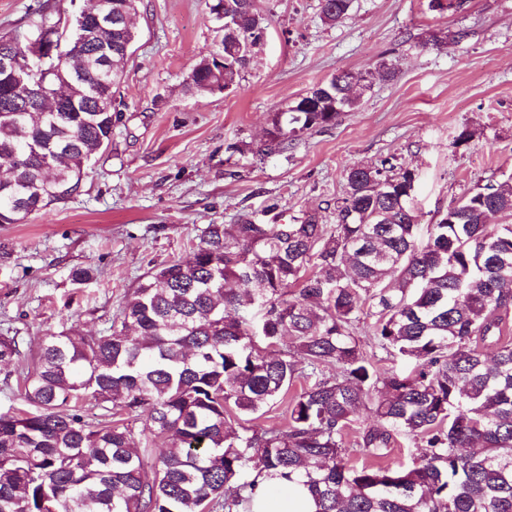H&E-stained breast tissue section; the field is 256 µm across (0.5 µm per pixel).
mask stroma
<instances>
[{
    "label": "stroma",
    "instance_id": "35a3bbf8",
    "mask_svg": "<svg viewBox=\"0 0 512 512\" xmlns=\"http://www.w3.org/2000/svg\"><path fill=\"white\" fill-rule=\"evenodd\" d=\"M209 3L136 0L111 146L78 194L0 224V336L17 337L23 354L0 365V412L19 405L17 379L45 336L105 334L126 295L186 256L207 225L284 224L314 209L334 223L346 169L385 159L415 169L427 225L512 173V0L442 12L430 0H353L333 25L320 0H255L268 26L237 87L200 95L186 80L215 37ZM46 5L67 16L88 0H0V34L26 29ZM383 60L392 80L374 75ZM341 70L373 74L360 107L263 154L272 113ZM464 129L471 139L456 144ZM75 269L90 281L73 282Z\"/></svg>",
    "mask_w": 512,
    "mask_h": 512
}]
</instances>
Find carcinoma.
Returning <instances> with one entry per match:
<instances>
[{
  "label": "carcinoma",
  "mask_w": 512,
  "mask_h": 512,
  "mask_svg": "<svg viewBox=\"0 0 512 512\" xmlns=\"http://www.w3.org/2000/svg\"><path fill=\"white\" fill-rule=\"evenodd\" d=\"M352 0H320L330 24ZM211 53L236 85L266 18L248 0ZM40 14L27 35L0 36V52L57 39ZM122 23L62 44L34 79L59 98L23 112L0 76V224L66 202L89 161L112 142L128 55ZM218 77L195 68L187 87ZM372 81L337 96L335 78L272 114L264 151L356 110ZM416 173L384 160L345 172L336 223L305 211L289 224L249 218L208 225L189 254L147 275L103 336L51 335L23 378L25 407L0 413V512H250L266 474L306 486L315 512H512V173L454 203L427 239L414 205ZM370 317L373 347L412 360L382 368L357 334ZM288 343V348L280 345ZM20 356L0 336V364ZM336 368L328 376L325 369ZM283 428L231 426L274 406L295 383ZM88 398L104 410L84 421ZM372 401L378 424L356 430ZM149 412L166 444L147 472L123 416ZM385 458L396 437L423 448L411 465Z\"/></svg>",
  "instance_id": "1"
}]
</instances>
